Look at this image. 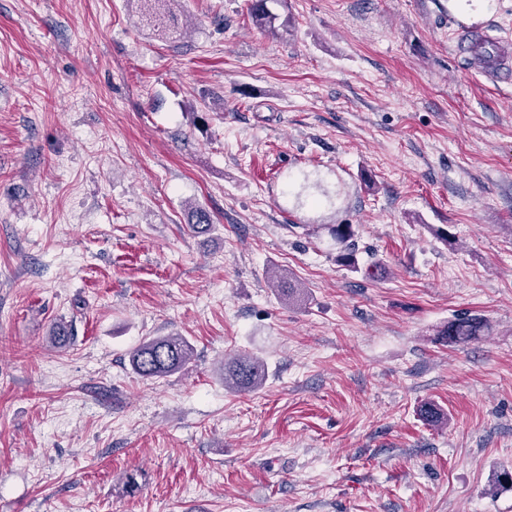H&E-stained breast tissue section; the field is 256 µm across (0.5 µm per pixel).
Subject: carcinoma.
Returning <instances> with one entry per match:
<instances>
[{"mask_svg": "<svg viewBox=\"0 0 512 512\" xmlns=\"http://www.w3.org/2000/svg\"><path fill=\"white\" fill-rule=\"evenodd\" d=\"M141 21L156 35L170 38L175 34L174 13L168 7L170 0H138ZM286 4L287 0H251L249 7L253 24L270 36L279 34L285 27L279 14L273 12L269 4ZM188 220L196 233L210 230L212 218L203 208L196 206L189 211ZM332 239L336 242V261L344 266L356 265V254L352 238L354 231L350 224H327ZM280 294L294 302L299 296V288L278 271L271 272ZM488 329L486 320L467 311L459 312L444 325L440 335L450 344L466 343L484 335ZM194 355L190 341L179 335L162 336L143 340L130 355L133 371L144 379L165 377L183 368ZM266 376L262 358L247 354H237L224 362V385L235 390H253L261 387Z\"/></svg>", "mask_w": 512, "mask_h": 512, "instance_id": "cac0c4a2", "label": "carcinoma"}]
</instances>
